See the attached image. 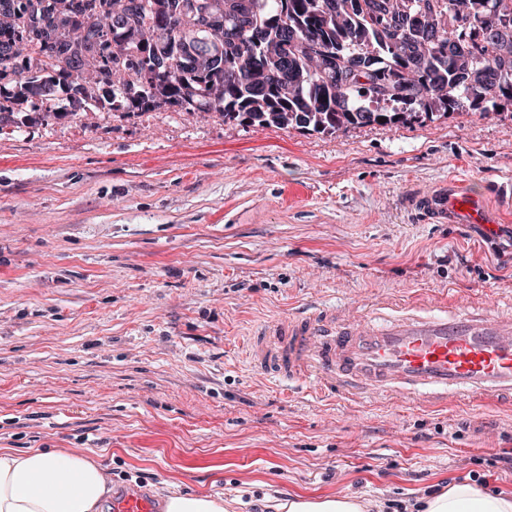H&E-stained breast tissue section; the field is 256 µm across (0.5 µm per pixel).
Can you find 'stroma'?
I'll return each mask as SVG.
<instances>
[{
	"label": "stroma",
	"instance_id": "obj_1",
	"mask_svg": "<svg viewBox=\"0 0 512 512\" xmlns=\"http://www.w3.org/2000/svg\"><path fill=\"white\" fill-rule=\"evenodd\" d=\"M55 101L0 136V448L89 450L113 488L227 512L512 492V415L308 402L244 358L254 324L305 301L512 291V105L326 135ZM459 175L485 223L415 209ZM226 512L224 499L218 495L173 494L166 498L163 512ZM267 508L274 512H364L365 506L356 498L346 495H298L280 501L267 500Z\"/></svg>",
	"mask_w": 512,
	"mask_h": 512
}]
</instances>
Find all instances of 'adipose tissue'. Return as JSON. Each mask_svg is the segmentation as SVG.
Returning <instances> with one entry per match:
<instances>
[{
	"mask_svg": "<svg viewBox=\"0 0 512 512\" xmlns=\"http://www.w3.org/2000/svg\"><path fill=\"white\" fill-rule=\"evenodd\" d=\"M111 492L102 468L86 452H18L0 448V512H102ZM270 512H364L346 495L269 499ZM417 512H512V493L454 484L421 500Z\"/></svg>",
	"mask_w": 512,
	"mask_h": 512,
	"instance_id": "adipose-tissue-1",
	"label": "adipose tissue"
}]
</instances>
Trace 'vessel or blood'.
Wrapping results in <instances>:
<instances>
[{
    "instance_id": "obj_1",
    "label": "vessel or blood",
    "mask_w": 512,
    "mask_h": 512,
    "mask_svg": "<svg viewBox=\"0 0 512 512\" xmlns=\"http://www.w3.org/2000/svg\"><path fill=\"white\" fill-rule=\"evenodd\" d=\"M418 206L444 221L459 204L443 191ZM246 361L258 376L317 401L512 409V292L489 304L459 303L450 290L357 305L308 302L257 323ZM111 512H160V504L132 488L113 493Z\"/></svg>"
}]
</instances>
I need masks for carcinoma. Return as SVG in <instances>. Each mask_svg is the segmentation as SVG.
Here are the masks:
<instances>
[{
	"instance_id": "1",
	"label": "carcinoma",
	"mask_w": 512,
	"mask_h": 512,
	"mask_svg": "<svg viewBox=\"0 0 512 512\" xmlns=\"http://www.w3.org/2000/svg\"><path fill=\"white\" fill-rule=\"evenodd\" d=\"M54 17V39L31 45L25 56L12 53L32 20L33 0H12L0 10V69L14 74L13 89L0 96L40 102L58 87L74 90L71 71L86 63L62 60L73 25L70 0H46ZM122 0H87L91 21ZM180 0H139L134 23L100 40V60L89 77L78 73L80 109L96 112H150L177 105L186 112L216 114L226 123L296 127L334 134L355 125L406 124L464 107L463 101L499 107L512 101V41L486 34L488 18L512 27V0H342L332 14L324 0H242L246 27L217 57L207 35L190 14L179 15ZM463 11L471 17L455 27ZM411 19L407 30L386 29V15ZM460 40L467 55H448ZM169 68H152L156 55ZM466 67L482 70L484 81L460 82ZM140 86L138 102L127 86Z\"/></svg>"
}]
</instances>
